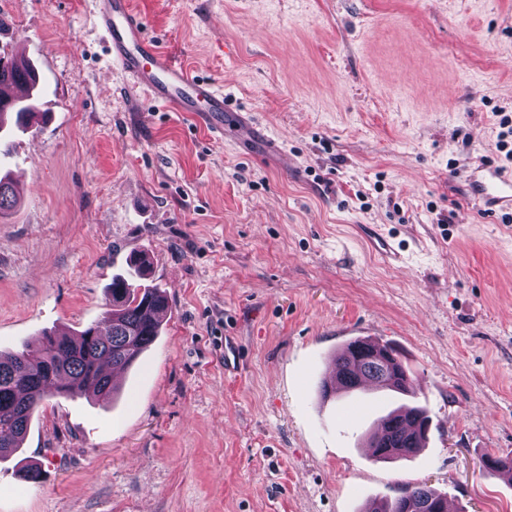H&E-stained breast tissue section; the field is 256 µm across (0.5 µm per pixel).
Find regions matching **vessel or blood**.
<instances>
[{
  "mask_svg": "<svg viewBox=\"0 0 512 512\" xmlns=\"http://www.w3.org/2000/svg\"><path fill=\"white\" fill-rule=\"evenodd\" d=\"M88 14L101 32L113 64L134 88L165 111L189 115L216 138H223L230 97L218 82L194 76L173 60L149 35L148 24L133 0H89ZM469 186L485 210L512 212V170L478 164L471 170Z\"/></svg>",
  "mask_w": 512,
  "mask_h": 512,
  "instance_id": "b4317fda",
  "label": "vessel or blood"
}]
</instances>
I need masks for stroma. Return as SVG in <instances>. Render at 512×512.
Masks as SVG:
<instances>
[{"label": "stroma", "instance_id": "1", "mask_svg": "<svg viewBox=\"0 0 512 512\" xmlns=\"http://www.w3.org/2000/svg\"><path fill=\"white\" fill-rule=\"evenodd\" d=\"M178 63L222 82L224 141L132 94L84 0H0L51 115L0 149V351L101 316L131 252L169 310L111 398H46L0 461V512H361L403 486L512 512V221L467 181L505 165L512 0H134ZM405 259L390 265L365 227ZM395 346L426 447L372 460L405 398L322 397L352 335ZM44 472L26 481L20 462Z\"/></svg>", "mask_w": 512, "mask_h": 512}]
</instances>
